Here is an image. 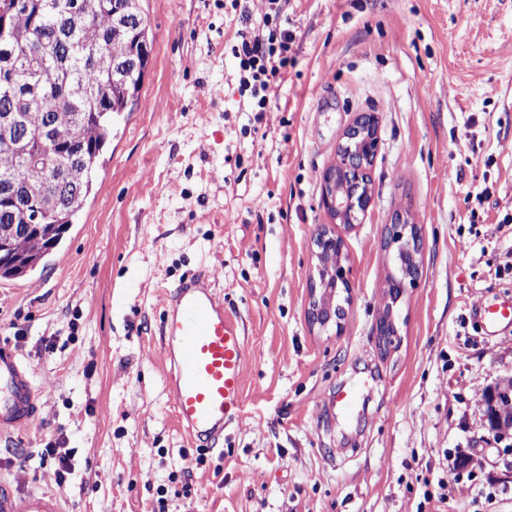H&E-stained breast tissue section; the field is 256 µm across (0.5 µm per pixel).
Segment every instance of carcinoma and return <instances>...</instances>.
Returning <instances> with one entry per match:
<instances>
[{
    "label": "carcinoma",
    "instance_id": "1",
    "mask_svg": "<svg viewBox=\"0 0 512 512\" xmlns=\"http://www.w3.org/2000/svg\"><path fill=\"white\" fill-rule=\"evenodd\" d=\"M0 279L33 270L75 223L151 53L140 0H0ZM55 146L49 178L28 160ZM40 232L12 229L34 215ZM512 428V382L490 408Z\"/></svg>",
    "mask_w": 512,
    "mask_h": 512
}]
</instances>
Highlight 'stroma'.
I'll return each mask as SVG.
<instances>
[{
  "instance_id": "1",
  "label": "stroma",
  "mask_w": 512,
  "mask_h": 512,
  "mask_svg": "<svg viewBox=\"0 0 512 512\" xmlns=\"http://www.w3.org/2000/svg\"><path fill=\"white\" fill-rule=\"evenodd\" d=\"M141 8L150 64L92 195L29 276L0 280V342L41 391L34 423L0 437V478L69 512H512V434L483 401L512 378V330L478 322L512 297L496 274L512 252V0H285L296 41L259 117L232 48L266 0ZM362 112L380 119L372 205L340 231L350 302L342 332H321L306 309L322 176ZM398 211L423 252L393 304ZM201 271L245 336L243 411L209 451L178 427L160 336L164 289ZM60 435L63 476L40 457ZM397 335V329L389 318L386 315L379 317L374 327V336L379 347L384 351L396 348L399 343Z\"/></svg>"
}]
</instances>
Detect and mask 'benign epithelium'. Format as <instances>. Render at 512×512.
I'll use <instances>...</instances> for the list:
<instances>
[{
	"instance_id": "benign-epithelium-1",
	"label": "benign epithelium",
	"mask_w": 512,
	"mask_h": 512,
	"mask_svg": "<svg viewBox=\"0 0 512 512\" xmlns=\"http://www.w3.org/2000/svg\"><path fill=\"white\" fill-rule=\"evenodd\" d=\"M379 117L375 112H362L343 133L338 146L336 167L324 172L321 184V206L332 220L346 227L361 221L371 206L369 173L378 153ZM316 266L311 276V295L307 316L316 326L336 325L341 331L345 312L335 304L339 292H349L348 271L342 237L335 224H322L315 236ZM383 247L388 252L401 251L409 258L399 277L394 279L392 294L400 295L416 285L419 276L417 256L422 238L417 225L396 218L386 225ZM397 329L385 315L379 317L374 336L381 349L388 351L398 345Z\"/></svg>"
}]
</instances>
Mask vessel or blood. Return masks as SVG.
Masks as SVG:
<instances>
[{
    "label": "vessel or blood",
    "mask_w": 512,
    "mask_h": 512,
    "mask_svg": "<svg viewBox=\"0 0 512 512\" xmlns=\"http://www.w3.org/2000/svg\"><path fill=\"white\" fill-rule=\"evenodd\" d=\"M164 306L162 335L177 423L195 443H219L244 404L245 338L240 325L204 274L167 290ZM483 320L490 328L512 323V301L488 306ZM39 398L27 364L0 344V436L30 425ZM0 512L64 509L60 495L18 493L0 481Z\"/></svg>",
    "instance_id": "b4317fda"
}]
</instances>
